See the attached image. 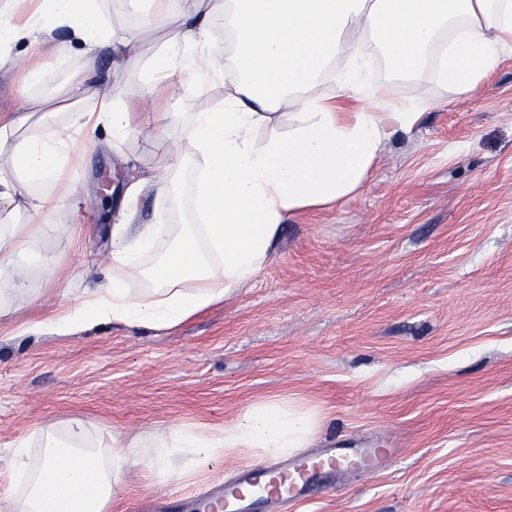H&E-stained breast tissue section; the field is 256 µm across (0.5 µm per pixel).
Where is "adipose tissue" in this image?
<instances>
[{
    "label": "adipose tissue",
    "mask_w": 512,
    "mask_h": 512,
    "mask_svg": "<svg viewBox=\"0 0 512 512\" xmlns=\"http://www.w3.org/2000/svg\"><path fill=\"white\" fill-rule=\"evenodd\" d=\"M169 2L127 0L117 29L103 0H0V44L32 49L0 54V66L35 77L49 60H82L78 78L31 96L27 111L0 113V261L29 250L30 227L16 216L53 214L56 185L99 130L111 131L116 151L136 135L126 103L102 91L96 61L106 47L119 56L134 51L151 27L164 30L167 51L143 74L144 119L174 125L179 144L148 178L127 185L123 207L148 188L194 214L188 224L160 210L148 224L113 225L111 279L29 322L26 333L71 336L109 323L166 332L223 303L256 278L288 217L361 189L387 131L420 121L418 97L393 99L371 85L373 51L386 57L393 79L412 83L430 67L459 97L512 54V0H186L175 15ZM218 14L232 44L209 33ZM229 67L235 80L223 108L168 111L180 84L223 81ZM327 76L334 86L324 90ZM51 102L58 111H47ZM287 110L296 124L284 134ZM134 279L140 287H131ZM321 423L320 413L280 396L253 403L223 430L176 427L146 445L71 420L42 430L38 445L13 444L10 510L112 512L131 472L162 485L177 459L187 478L229 458H285L308 447Z\"/></svg>",
    "instance_id": "adipose-tissue-1"
}]
</instances>
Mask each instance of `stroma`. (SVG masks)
<instances>
[{"instance_id":"obj_1","label":"stroma","mask_w":512,"mask_h":512,"mask_svg":"<svg viewBox=\"0 0 512 512\" xmlns=\"http://www.w3.org/2000/svg\"><path fill=\"white\" fill-rule=\"evenodd\" d=\"M164 46L142 34L134 52L97 62L106 86L140 93L141 67ZM74 59L32 79L0 70V111L75 77ZM374 82L428 107L410 132L384 138L361 190L336 206L290 217L256 279L223 305L157 333L96 325L73 336L20 335L23 322L75 302L111 271L113 225L132 168L149 170L174 146L149 126L116 153L90 149L58 185L79 187L14 255L27 292L0 320V471L18 438L82 420L148 439L180 425L220 431L252 403L287 396L325 416L304 456L354 440L397 454L381 470H346L289 512H512V56L466 97L432 72L417 85L376 64ZM220 83L178 86L168 109L223 102ZM81 271L69 294L43 278ZM241 459L168 484L132 476L112 512H164Z\"/></svg>"}]
</instances>
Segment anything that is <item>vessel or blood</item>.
<instances>
[{
    "label": "vessel or blood",
    "instance_id": "b4317fda",
    "mask_svg": "<svg viewBox=\"0 0 512 512\" xmlns=\"http://www.w3.org/2000/svg\"><path fill=\"white\" fill-rule=\"evenodd\" d=\"M396 454L392 448L361 447L352 443L324 448L314 457L263 468L241 467L222 495L206 503L208 512H258L278 503L294 504L310 496L320 475L352 466L380 470Z\"/></svg>",
    "mask_w": 512,
    "mask_h": 512
}]
</instances>
